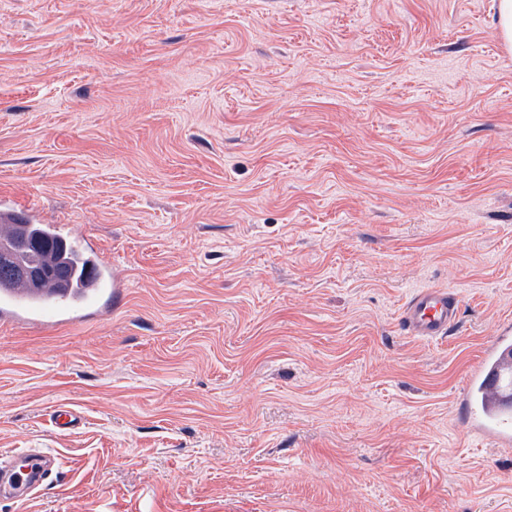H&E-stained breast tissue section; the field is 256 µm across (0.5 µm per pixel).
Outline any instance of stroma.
<instances>
[{"mask_svg": "<svg viewBox=\"0 0 512 512\" xmlns=\"http://www.w3.org/2000/svg\"><path fill=\"white\" fill-rule=\"evenodd\" d=\"M0 205L126 279L0 323V449L61 460L0 512H512L459 406L512 321L495 0H0ZM461 298L450 288H423L404 304L399 318L403 333L421 340L446 338L457 326Z\"/></svg>", "mask_w": 512, "mask_h": 512, "instance_id": "obj_1", "label": "stroma"}]
</instances>
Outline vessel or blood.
Instances as JSON below:
<instances>
[{"label":"vessel or blood","instance_id":"vessel-or-blood-1","mask_svg":"<svg viewBox=\"0 0 512 512\" xmlns=\"http://www.w3.org/2000/svg\"><path fill=\"white\" fill-rule=\"evenodd\" d=\"M48 234L69 240L73 251L88 258L90 287L70 288L43 295L18 290L0 291V321L52 327L76 320L98 299L118 294L125 280L117 265L101 261L84 233L61 224ZM461 298L450 288H423L404 304L399 325L405 335L428 341L446 338L460 319ZM461 406L469 415V429L493 446H512V323L501 325L486 347L480 363L469 373ZM15 463L12 473L23 499L39 493L59 459L49 449L27 448L0 453V466Z\"/></svg>","mask_w":512,"mask_h":512}]
</instances>
